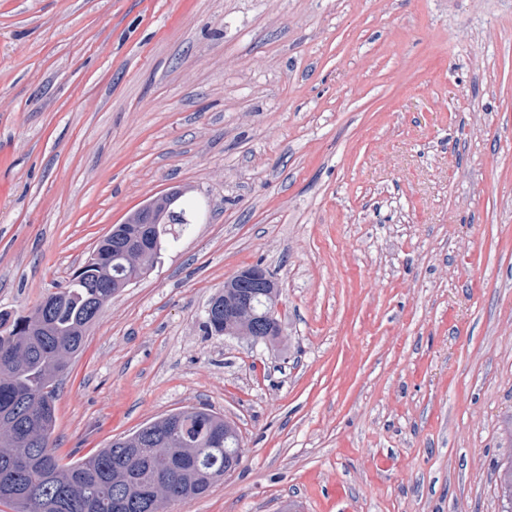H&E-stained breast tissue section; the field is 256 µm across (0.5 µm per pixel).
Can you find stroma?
<instances>
[{
  "label": "stroma",
  "mask_w": 512,
  "mask_h": 512,
  "mask_svg": "<svg viewBox=\"0 0 512 512\" xmlns=\"http://www.w3.org/2000/svg\"><path fill=\"white\" fill-rule=\"evenodd\" d=\"M184 185L201 223L62 381V461L203 405L242 461L166 512H499L512 0H0V311ZM256 263L282 340L204 334Z\"/></svg>",
  "instance_id": "35a3bbf8"
}]
</instances>
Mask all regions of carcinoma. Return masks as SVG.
Returning a JSON list of instances; mask_svg holds the SVG:
<instances>
[{"label":"carcinoma","mask_w":512,"mask_h":512,"mask_svg":"<svg viewBox=\"0 0 512 512\" xmlns=\"http://www.w3.org/2000/svg\"><path fill=\"white\" fill-rule=\"evenodd\" d=\"M186 194L187 188L174 187L129 211L124 223L112 225V244L92 252L66 287L30 313L0 311V502L14 512H165L168 502H188L224 478V465L234 470L240 464L243 448L235 426L224 430V417L202 407L167 414L174 430L161 447L138 448L133 460L125 453L155 432L158 420L129 436L125 447L113 441L71 463L62 462L52 445L59 386L99 313L133 273L118 241L141 235L147 220L153 224L151 244L137 263L140 273L148 272L170 225L185 231L198 223V208L184 201ZM249 270L264 275L265 293L250 311L222 326L204 323L205 334L252 336L256 342L281 336L278 323L254 335L255 323L278 303L280 286L262 265ZM40 313L44 325L30 330ZM494 476L500 512H512V456Z\"/></svg>","instance_id":"cac0c4a2"}]
</instances>
